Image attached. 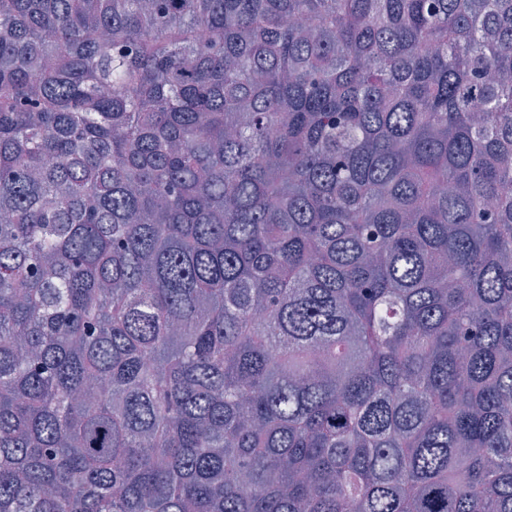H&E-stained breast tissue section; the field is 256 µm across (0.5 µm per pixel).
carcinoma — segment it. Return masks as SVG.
I'll use <instances>...</instances> for the list:
<instances>
[{"mask_svg":"<svg viewBox=\"0 0 512 512\" xmlns=\"http://www.w3.org/2000/svg\"><path fill=\"white\" fill-rule=\"evenodd\" d=\"M0 512H512V0H0Z\"/></svg>","mask_w":512,"mask_h":512,"instance_id":"cac0c4a2","label":"carcinoma"}]
</instances>
